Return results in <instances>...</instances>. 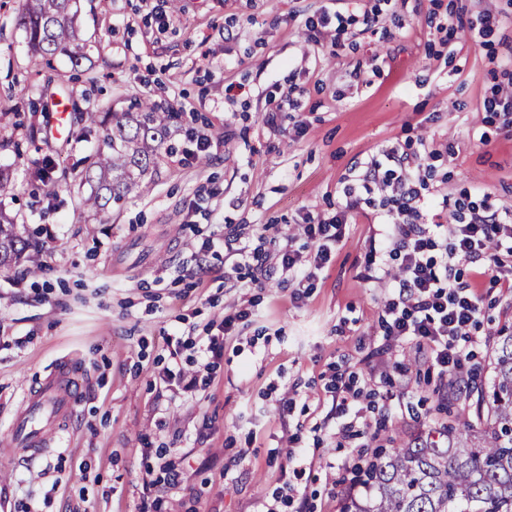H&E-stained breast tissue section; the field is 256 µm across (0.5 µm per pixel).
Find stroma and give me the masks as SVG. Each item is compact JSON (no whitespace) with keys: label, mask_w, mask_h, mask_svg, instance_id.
Returning a JSON list of instances; mask_svg holds the SVG:
<instances>
[{"label":"stroma","mask_w":512,"mask_h":512,"mask_svg":"<svg viewBox=\"0 0 512 512\" xmlns=\"http://www.w3.org/2000/svg\"><path fill=\"white\" fill-rule=\"evenodd\" d=\"M155 3L81 0L87 55L75 68L58 53L48 68L17 23L21 0H0V169L11 177L0 210L42 264L0 270V512H264L292 436L308 500L286 512H339L329 383L336 368L363 378L383 358L390 292L368 278L383 193L372 190L309 287L278 273L253 282L238 251L275 255L290 233L311 256L303 215L331 218L364 162L391 147L434 149L421 198L487 193L512 208V135L486 110L512 89V0H177L162 22ZM325 12L341 26L319 28ZM57 97L68 104L59 138L47 134ZM142 99L179 113L175 153L121 207L83 210L80 172L103 147L88 113ZM273 103L283 109L270 125ZM188 128L211 148L186 162ZM42 160L68 179L31 184ZM490 278L488 261L464 269L484 304L482 361L497 326L512 324V288ZM238 310L220 355L202 356ZM398 358L376 386L400 399L383 445L416 434L448 394L424 349L403 344ZM63 363L83 399L63 447L25 457L10 443L23 394ZM169 368L195 387L166 381Z\"/></svg>","instance_id":"stroma-1"}]
</instances>
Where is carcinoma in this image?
I'll use <instances>...</instances> for the list:
<instances>
[{
	"mask_svg": "<svg viewBox=\"0 0 512 512\" xmlns=\"http://www.w3.org/2000/svg\"><path fill=\"white\" fill-rule=\"evenodd\" d=\"M34 56L49 62L70 52L72 64L84 58L77 0H25L19 17ZM134 112H108L100 126L106 149L85 161L81 182L90 192L82 207L102 211L117 205L152 176L170 136L173 113L148 100ZM37 242L23 235L14 219L0 212V268L20 261L38 268ZM477 394L474 420L461 411L456 424L391 440L356 469L361 491L346 495L341 512H512V325L497 331L485 384Z\"/></svg>",
	"mask_w": 512,
	"mask_h": 512,
	"instance_id": "1",
	"label": "carcinoma"
}]
</instances>
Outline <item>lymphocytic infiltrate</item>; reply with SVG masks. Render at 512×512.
Segmentation results:
<instances>
[{"label": "lymphocytic infiltrate", "mask_w": 512, "mask_h": 512, "mask_svg": "<svg viewBox=\"0 0 512 512\" xmlns=\"http://www.w3.org/2000/svg\"><path fill=\"white\" fill-rule=\"evenodd\" d=\"M429 174L418 158L394 147L365 162L362 188L380 183L390 190L380 215L383 233L373 279L392 290L382 311L386 353L411 340L425 344L432 366L464 393L478 368L471 346L483 305L472 285L463 282L461 269L491 256L495 281L512 287V209L468 196L452 202L437 196L422 202L411 183ZM428 209L451 211V223L424 222ZM357 211L358 201L350 197L328 220L305 216L302 230L316 251L310 263H303L293 237H286L275 255L282 273L295 281L313 280L328 263L332 248L344 239ZM334 388L339 418L336 440L341 443L362 434L367 423L362 393L353 378L337 374Z\"/></svg>", "instance_id": "obj_1"}]
</instances>
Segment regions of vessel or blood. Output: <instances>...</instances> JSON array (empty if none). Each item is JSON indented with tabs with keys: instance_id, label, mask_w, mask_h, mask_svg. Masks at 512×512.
Here are the masks:
<instances>
[{
	"instance_id": "1",
	"label": "vessel or blood",
	"mask_w": 512,
	"mask_h": 512,
	"mask_svg": "<svg viewBox=\"0 0 512 512\" xmlns=\"http://www.w3.org/2000/svg\"><path fill=\"white\" fill-rule=\"evenodd\" d=\"M82 396L83 384L78 375L68 365H60L28 395L27 405L13 425V447L32 455L39 453L46 446L52 423L65 420Z\"/></svg>"
}]
</instances>
